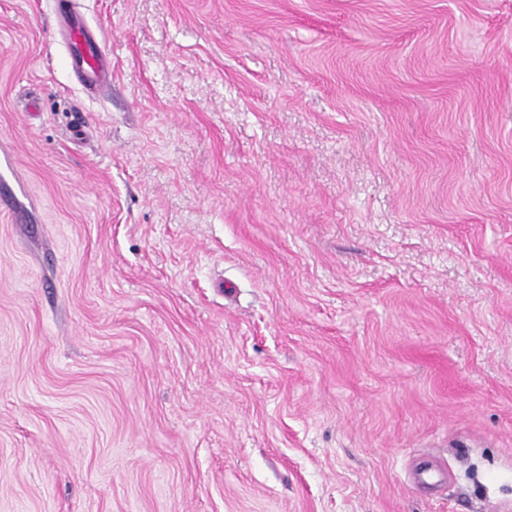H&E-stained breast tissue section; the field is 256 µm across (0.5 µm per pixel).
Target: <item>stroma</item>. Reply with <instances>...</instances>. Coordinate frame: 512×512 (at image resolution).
<instances>
[{
    "label": "stroma",
    "instance_id": "stroma-1",
    "mask_svg": "<svg viewBox=\"0 0 512 512\" xmlns=\"http://www.w3.org/2000/svg\"><path fill=\"white\" fill-rule=\"evenodd\" d=\"M76 7L109 92L0 0V512H512V0Z\"/></svg>",
    "mask_w": 512,
    "mask_h": 512
}]
</instances>
